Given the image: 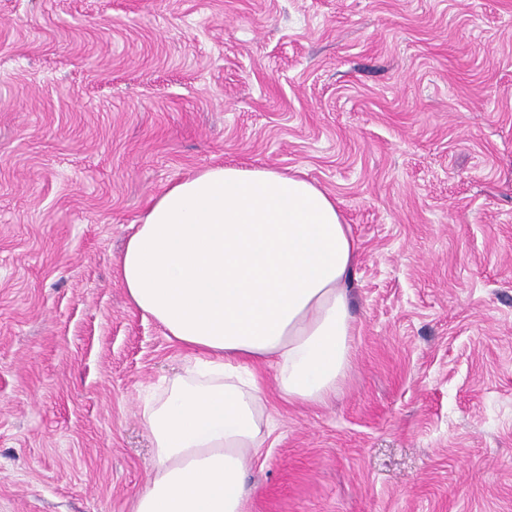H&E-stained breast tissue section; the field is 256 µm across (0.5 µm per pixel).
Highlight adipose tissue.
<instances>
[{
	"label": "adipose tissue",
	"mask_w": 512,
	"mask_h": 512,
	"mask_svg": "<svg viewBox=\"0 0 512 512\" xmlns=\"http://www.w3.org/2000/svg\"><path fill=\"white\" fill-rule=\"evenodd\" d=\"M356 254L335 198L299 176L214 166L150 200L120 275L187 355L143 401L152 477L133 512H249V460L267 427L256 367H274L288 400L335 395Z\"/></svg>",
	"instance_id": "obj_1"
}]
</instances>
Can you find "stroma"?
Segmentation results:
<instances>
[{"label":"stroma","mask_w":512,"mask_h":512,"mask_svg":"<svg viewBox=\"0 0 512 512\" xmlns=\"http://www.w3.org/2000/svg\"><path fill=\"white\" fill-rule=\"evenodd\" d=\"M335 197L350 368L251 512H512V0H0V512H132L185 352L119 264L213 165Z\"/></svg>","instance_id":"stroma-1"}]
</instances>
